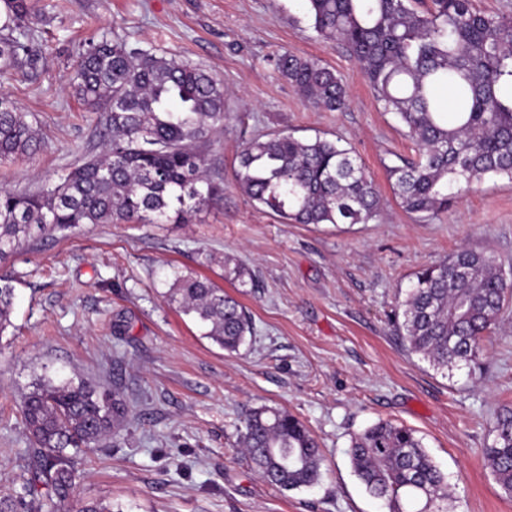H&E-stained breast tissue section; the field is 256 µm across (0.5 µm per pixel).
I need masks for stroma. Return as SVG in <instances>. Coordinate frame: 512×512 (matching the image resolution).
Segmentation results:
<instances>
[{"label": "stroma", "instance_id": "stroma-1", "mask_svg": "<svg viewBox=\"0 0 512 512\" xmlns=\"http://www.w3.org/2000/svg\"><path fill=\"white\" fill-rule=\"evenodd\" d=\"M37 59L0 77V94L41 139L0 162V188L33 192L100 155L99 113L67 76L90 40L116 34L224 83L223 127L205 150L220 206L187 224H88L23 248L12 325L0 337V489L21 487L29 440L20 405L38 377L120 384L130 406L106 444L77 458L70 503L114 512H383L355 476L351 437L378 421L420 437L451 486L448 512H512L482 450L512 406V301L484 340V368L448 378L412 353L392 318L422 268L465 247L512 275V180L486 179L447 212L407 214L387 166L416 155L341 45L323 41L305 0H30ZM342 79L343 112L306 107L276 69L282 51ZM288 131L340 141L382 197L377 221L283 224L234 187L242 142ZM207 277L251 314L254 333L224 351L169 301L177 275ZM274 407L298 417L324 456L321 481L282 490L239 449V419Z\"/></svg>", "mask_w": 512, "mask_h": 512}]
</instances>
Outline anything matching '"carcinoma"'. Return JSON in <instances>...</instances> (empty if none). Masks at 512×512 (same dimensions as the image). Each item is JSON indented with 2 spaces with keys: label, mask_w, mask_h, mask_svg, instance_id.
Instances as JSON below:
<instances>
[{
  "label": "carcinoma",
  "mask_w": 512,
  "mask_h": 512,
  "mask_svg": "<svg viewBox=\"0 0 512 512\" xmlns=\"http://www.w3.org/2000/svg\"><path fill=\"white\" fill-rule=\"evenodd\" d=\"M314 31L341 44L377 102L399 116L418 153L386 167L408 213L435 217L487 177L512 179V15L473 11L470 0H306ZM28 0H0V74L31 60ZM304 104L329 112L349 98L320 60L277 58ZM68 85L102 112L103 156L61 175L35 194L0 189V263L44 236L86 224L142 221L187 224L223 199L201 147L224 126V84L203 70L126 40L102 36L79 54ZM452 90L451 104L440 92ZM40 140L27 113L0 95V160L31 155ZM233 182L256 205L295 224H368L380 197L360 159L338 141L275 132L242 143ZM512 295L495 260L463 248L416 275L395 317L409 350L443 374L481 366L483 339ZM12 280L0 275V337L12 325ZM169 300L234 352L253 334L250 315L211 281L176 278ZM21 416L32 445L21 491L0 494V512H60L76 480L71 448L98 447L128 417L118 386L37 380ZM483 456L503 495L512 498V407L495 412ZM245 455L266 482L312 487L322 454L305 424L260 408L241 421ZM353 470L386 512H447L448 477L406 427L379 422L355 435Z\"/></svg>",
  "instance_id": "cac0c4a2"
}]
</instances>
